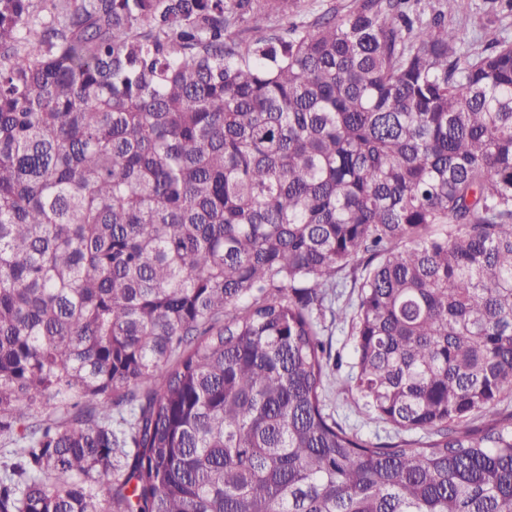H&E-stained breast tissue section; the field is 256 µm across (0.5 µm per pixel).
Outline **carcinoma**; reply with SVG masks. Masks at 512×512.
I'll return each instance as SVG.
<instances>
[{
  "mask_svg": "<svg viewBox=\"0 0 512 512\" xmlns=\"http://www.w3.org/2000/svg\"><path fill=\"white\" fill-rule=\"evenodd\" d=\"M420 2L0 0V512H512V41ZM332 331L333 336H324V338L326 340L330 337L332 338V356H336V353L339 351L342 361L341 368L338 371H334V375L331 378L333 394L330 396V401L332 406L336 408V418L339 421H344V418L349 416L347 421L351 428L357 431L362 438L371 439L376 442L374 436L375 433H379L381 441H384L386 436L384 428L389 431L391 427L377 422L364 423L361 419H358L352 411L353 399L351 392L343 391L342 393H338L336 391V387H340L339 385L343 383L349 371V363H351L353 353V338L350 336L349 324L341 325L337 329L333 326Z\"/></svg>",
  "mask_w": 512,
  "mask_h": 512,
  "instance_id": "1",
  "label": "carcinoma"
}]
</instances>
